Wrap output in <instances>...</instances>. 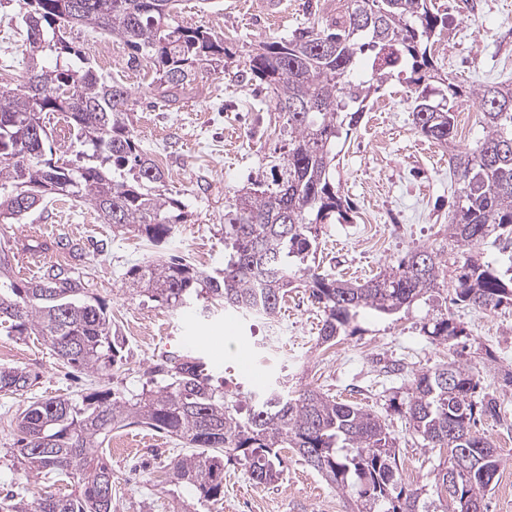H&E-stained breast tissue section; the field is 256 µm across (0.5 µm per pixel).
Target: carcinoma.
I'll return each instance as SVG.
<instances>
[{"instance_id":"obj_1","label":"carcinoma","mask_w":512,"mask_h":512,"mask_svg":"<svg viewBox=\"0 0 512 512\" xmlns=\"http://www.w3.org/2000/svg\"><path fill=\"white\" fill-rule=\"evenodd\" d=\"M25 24L26 76L0 85V222L25 215L17 196L32 193L35 210L47 201L84 199L105 224L134 232L160 247L185 223V204L164 189V173L140 147L127 123L129 92L107 82L65 37L80 25L112 36L131 58L153 65L161 97L176 101L193 89L196 73L224 60V43L210 32L175 21L177 0H18ZM445 18L432 0H347L320 29L262 42L245 53L241 74L273 93L284 117L282 153L224 205V268L204 271L178 256L136 264L125 273L131 292L168 308L202 302L201 312L225 306L273 320L291 288L310 291L321 312L317 344L331 346L357 329L366 310L392 316L445 287L442 254L416 249L375 277L352 283L318 272L321 225L349 221L348 201L333 178L336 144L358 126L367 100L387 81L410 74L413 124L441 144L455 141L461 94L438 77L429 42ZM369 74L356 76L359 56ZM484 136L449 156L457 182L448 224L455 254L449 303L492 309L512 303V265L483 261L485 240L512 236V83L474 92ZM60 114L78 131L81 150L53 158L29 127ZM0 330L39 336L72 368L110 376L123 343L105 305L89 295L69 263L15 280L0 265ZM427 335H458L448 314L432 320ZM162 381L127 399L109 388L76 400H34L15 417L16 453L26 476L73 478L75 495L37 501L0 498V512H112V468L99 454L116 429L144 425L174 436L192 453L171 462L170 478L212 505L224 500V462L244 465L249 478L272 483L284 472L282 450L292 449L344 497L346 512H466L485 498L502 457L475 430L477 418L497 414V401L478 391L471 368L454 362L411 374L406 399L393 404L428 448H445L449 466L433 470L429 499L422 485L408 488L398 468L400 447L385 421L370 410L336 401L318 388L281 390L241 405L224 381L191 353L161 357ZM32 374L0 367V392L22 396Z\"/></svg>"}]
</instances>
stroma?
I'll use <instances>...</instances> for the list:
<instances>
[{
  "mask_svg": "<svg viewBox=\"0 0 512 512\" xmlns=\"http://www.w3.org/2000/svg\"><path fill=\"white\" fill-rule=\"evenodd\" d=\"M281 14L267 0H181L176 20L201 27L221 39L228 53L223 70L199 73L194 90L179 102L165 101L154 89L155 69L147 61L130 62L127 49L106 34L79 27L66 38L108 81L122 83L132 106L129 125L139 144L165 173V185L183 201L187 221L162 249L132 233L102 224L85 202H49L10 224H0V255L12 254L14 238H46L50 250L41 260L63 261L69 246L83 249L81 267L91 293L102 300L124 341L121 362L103 380L62 365L30 337L0 334V365L30 370L31 395L80 397L106 387L132 397L142 391L163 353L189 352L226 381L240 399L260 398L271 389L291 391L312 386L337 401L365 407L385 419L400 445L405 485L420 486L434 468L446 465L448 452L424 447L395 412L392 399H404L408 386L388 364L417 370L461 361L472 367L481 392L495 397L498 417L483 418L479 429L503 458L487 512H512V386L503 377L512 370V305L495 309L447 308L444 301H419L388 319L366 312L355 334L324 348L316 343L320 312L308 291L296 288L281 304L275 322L244 318L233 311L202 315L199 306L170 309L140 302L124 284L134 264L157 254L176 255L203 269L224 266V203L266 166L281 143L284 119L265 88L238 75L251 47L290 36L335 17L344 0H284ZM448 21L430 42V55L441 76L462 91L453 146L427 139L412 122L404 81H388L372 95L357 129L338 143L336 182L351 202V220L326 224L317 260L322 272L361 282L427 247L448 250V159L484 135L483 116L472 90L512 81V0H435ZM0 28L13 31L0 42V82L21 83L25 74L21 44L24 25L17 0L0 5ZM112 48V65L100 66L98 49ZM450 311L460 334L445 342L424 331L432 317ZM27 399L0 394V497L17 494L33 500L51 493L76 492V482L20 479L13 455L12 416ZM177 439L141 428L112 431L103 452L112 466L114 512H181L193 490L171 482L166 469L185 454ZM218 512H344L341 498L304 462L289 458L281 479L257 484L239 464L224 466V503Z\"/></svg>",
  "mask_w": 512,
  "mask_h": 512,
  "instance_id": "1",
  "label": "stroma"
}]
</instances>
